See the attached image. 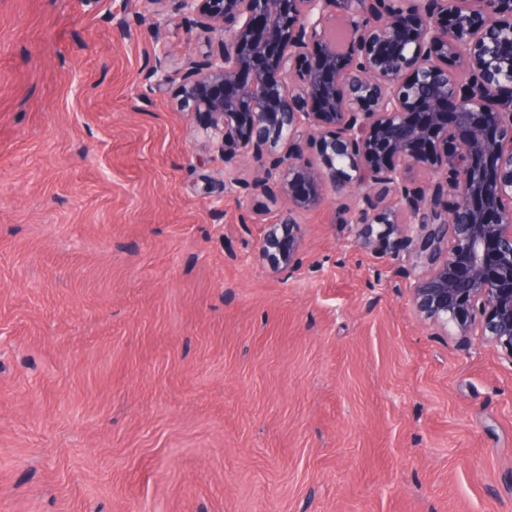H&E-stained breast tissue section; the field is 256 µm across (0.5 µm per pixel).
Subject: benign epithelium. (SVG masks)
I'll return each mask as SVG.
<instances>
[{"label":"benign epithelium","instance_id":"obj_1","mask_svg":"<svg viewBox=\"0 0 512 512\" xmlns=\"http://www.w3.org/2000/svg\"><path fill=\"white\" fill-rule=\"evenodd\" d=\"M146 2L211 34L180 104L230 184L237 156L271 157L247 181L288 202L263 256L298 263L294 213L328 189L360 247L405 245L424 321L512 365V0ZM178 64L163 43L144 77L161 89Z\"/></svg>","mask_w":512,"mask_h":512}]
</instances>
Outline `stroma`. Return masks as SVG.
Instances as JSON below:
<instances>
[{
	"label": "stroma",
	"mask_w": 512,
	"mask_h": 512,
	"mask_svg": "<svg viewBox=\"0 0 512 512\" xmlns=\"http://www.w3.org/2000/svg\"><path fill=\"white\" fill-rule=\"evenodd\" d=\"M153 22L0 0V512H512V364L334 198L273 269L287 207L226 186L183 71L144 80L206 51ZM180 63V59L163 42L155 51L154 58L149 60L146 66L145 80H149L152 86L162 89L169 81L172 68Z\"/></svg>",
	"instance_id": "obj_1"
}]
</instances>
